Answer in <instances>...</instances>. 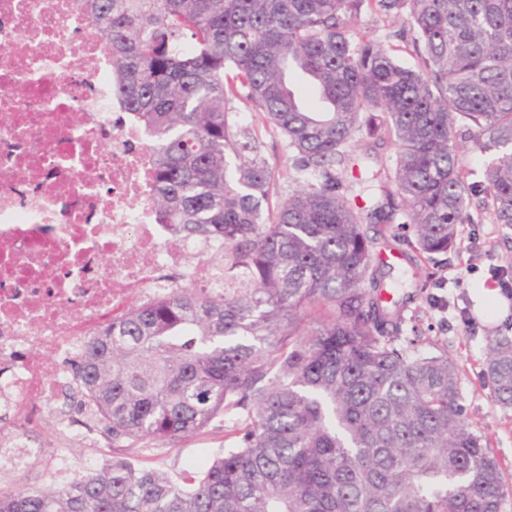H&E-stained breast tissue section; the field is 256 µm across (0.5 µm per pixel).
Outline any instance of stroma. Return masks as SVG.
I'll list each match as a JSON object with an SVG mask.
<instances>
[{"mask_svg": "<svg viewBox=\"0 0 512 512\" xmlns=\"http://www.w3.org/2000/svg\"><path fill=\"white\" fill-rule=\"evenodd\" d=\"M231 117L256 129L264 142L265 158L280 174L278 192L287 196L288 152L281 136L267 128L260 112L242 101L232 102ZM460 233L473 237V251L458 248L440 264L418 269L401 258L390 268L392 275L404 283L399 294L406 299L402 314L407 326L416 327L445 349L456 364L466 415L488 438L505 474L502 512H512V410L496 404L482 365L487 337L512 322V299L506 298L496 278L501 270L512 279V237H503L497 225L486 222L462 225ZM71 416L82 422V437L65 434L51 415L39 428L37 442L39 447L63 455L70 471L85 473L111 457L112 437L102 422L83 419L79 409H72ZM223 443L224 430L216 427L149 451L137 446L128 448L124 454L143 465L176 473L190 465H207Z\"/></svg>", "mask_w": 512, "mask_h": 512, "instance_id": "obj_1", "label": "stroma"}]
</instances>
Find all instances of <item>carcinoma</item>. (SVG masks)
<instances>
[{"instance_id": "obj_1", "label": "carcinoma", "mask_w": 512, "mask_h": 512, "mask_svg": "<svg viewBox=\"0 0 512 512\" xmlns=\"http://www.w3.org/2000/svg\"><path fill=\"white\" fill-rule=\"evenodd\" d=\"M115 90L150 138L156 207L224 241L238 282L130 309L76 368L112 458L50 488L0 487V512H501L505 477L465 417L446 353L402 340L378 255L435 262L473 222L512 227V0H81ZM401 18L375 38L365 15ZM406 46L413 67L394 55ZM319 92L307 105L290 83ZM242 100L288 150V196ZM485 154L477 180L455 128ZM390 140L395 155L378 151ZM363 204H358V201ZM483 371L512 410V323ZM219 425L202 468L120 453Z\"/></svg>"}]
</instances>
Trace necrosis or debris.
I'll return each instance as SVG.
<instances>
[{"label":"necrosis or debris","mask_w":512,"mask_h":512,"mask_svg":"<svg viewBox=\"0 0 512 512\" xmlns=\"http://www.w3.org/2000/svg\"><path fill=\"white\" fill-rule=\"evenodd\" d=\"M224 292V245L159 223L152 150L112 89L80 0H0V470L47 457L26 428L78 398L113 317L179 288Z\"/></svg>","instance_id":"1"}]
</instances>
